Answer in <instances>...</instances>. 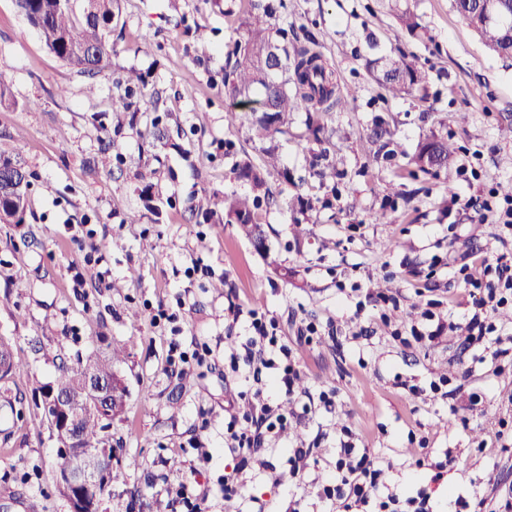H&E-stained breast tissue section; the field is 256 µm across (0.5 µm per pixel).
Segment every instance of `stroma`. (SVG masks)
<instances>
[{
	"label": "stroma",
	"mask_w": 512,
	"mask_h": 512,
	"mask_svg": "<svg viewBox=\"0 0 512 512\" xmlns=\"http://www.w3.org/2000/svg\"><path fill=\"white\" fill-rule=\"evenodd\" d=\"M412 7L424 27L419 38L382 13L378 0H285L281 22L312 31L340 84L359 92L331 119L344 180L295 185L306 173L304 113L277 138L293 180L274 175L269 184L284 197L302 195L308 207L300 225L285 205L263 211L269 250L261 253L236 225L218 227L188 210L205 193H247L230 170L235 160L262 157L246 127L229 124L218 86L224 41L244 16L241 0L229 18L203 0H120L117 53L94 78L51 53L14 0H0V71L13 100L0 106V137L21 146L33 175L24 222L0 224V338L22 360L6 382L8 400L0 399V512H22L28 498L39 512H70L55 482L57 444L35 401L61 365L117 341L126 346L117 371L129 397L112 424L118 477L99 512H151L157 500L164 512H181L173 490L189 475L209 491L213 512H289L295 497L303 512H338L318 501L315 484L335 477L344 428L357 447L392 462L384 481L406 490L428 476L416 468L418 458L452 452L447 476L431 487L439 507L454 492L485 499L493 512L499 495L512 491V449L495 441L512 402V369L497 371L496 337L465 344L461 325L432 344L405 345L392 338L390 324L357 315L351 290L358 283L374 295L400 296L392 322L433 300L457 315L467 297L454 266L499 247L496 225L477 223L473 209L451 201L512 184V59L487 54L451 0H412ZM198 28L210 43L202 59L193 50ZM394 49L428 69L427 103L387 97L368 74V59ZM128 69L146 74L147 87L135 111L116 112L112 79ZM380 117L401 150L388 161L372 157L369 134ZM434 133L456 143L455 167L436 179L405 176L408 155ZM228 138L236 156L224 153ZM145 166L156 172L148 192L138 177ZM463 166L477 168L480 181L460 177ZM85 227L99 261L83 268L85 285L77 289L72 277L83 253L71 238ZM197 258L210 276L188 274ZM232 302L273 316L291 342L304 321L334 333L298 344L299 392L311 410L262 451L269 468L242 472L247 491L227 503L217 479L235 461L224 446V422L250 408L241 396L246 384L226 360L251 334L248 317L234 324L226 317ZM159 306L178 309L179 331L152 324ZM198 339L213 350L209 365L186 378L171 375V344L187 348ZM441 376L461 386L453 401L402 387ZM329 389L336 392L330 410L318 400ZM314 440L318 463L300 488L275 483L289 449Z\"/></svg>",
	"instance_id": "stroma-1"
}]
</instances>
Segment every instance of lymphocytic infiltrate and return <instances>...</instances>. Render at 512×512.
Here are the masks:
<instances>
[{
  "instance_id": "1",
  "label": "lymphocytic infiltrate",
  "mask_w": 512,
  "mask_h": 512,
  "mask_svg": "<svg viewBox=\"0 0 512 512\" xmlns=\"http://www.w3.org/2000/svg\"><path fill=\"white\" fill-rule=\"evenodd\" d=\"M458 279L468 291L470 302L464 313L469 339L476 340L496 332V312L512 303V257L493 253L483 257L480 265L462 262L456 268ZM232 318L248 315L253 334L246 341L243 357H231L232 372H244L252 380L256 401L252 412L230 417L224 428V443L234 455L232 473L219 477L218 485L225 500L242 497L246 492L240 473L258 463V453L289 423V415L275 412L264 397L263 372L277 369L273 387L286 398L294 396V382L300 370L299 358L279 334V326L266 313L243 311L229 304ZM384 464L366 449L355 447L351 439H340L336 450V478L318 485L316 496L321 502L334 501L343 512H436L427 488L406 492L387 489L382 477Z\"/></svg>"
}]
</instances>
